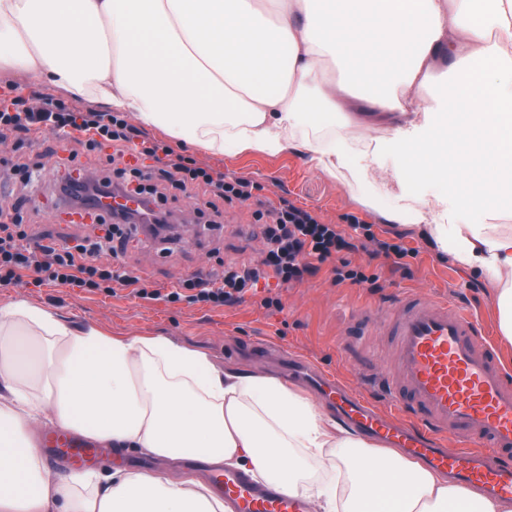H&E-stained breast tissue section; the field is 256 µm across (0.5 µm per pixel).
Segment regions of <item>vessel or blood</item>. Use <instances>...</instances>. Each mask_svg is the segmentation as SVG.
Masks as SVG:
<instances>
[{
	"label": "vessel or blood",
	"instance_id": "1",
	"mask_svg": "<svg viewBox=\"0 0 512 512\" xmlns=\"http://www.w3.org/2000/svg\"><path fill=\"white\" fill-rule=\"evenodd\" d=\"M388 316L357 315L365 329L395 338L396 374L368 375L383 398L375 405L341 392L336 379L323 381L325 395H337L336 410L352 428L407 449L458 481L512 498V376L485 338L473 311L444 297L396 295ZM54 455L72 463L95 459L92 446L55 438ZM206 482L231 512H309L307 501L291 497L248 474L205 466Z\"/></svg>",
	"mask_w": 512,
	"mask_h": 512
}]
</instances>
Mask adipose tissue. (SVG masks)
<instances>
[{"mask_svg":"<svg viewBox=\"0 0 512 512\" xmlns=\"http://www.w3.org/2000/svg\"><path fill=\"white\" fill-rule=\"evenodd\" d=\"M442 59L451 86L424 99ZM2 66L213 155L301 149L351 189L384 152L428 144L426 164L394 170L408 203L383 216L485 277L512 344V234L484 222L488 203L512 206V0H0ZM355 74L372 108L395 113L391 137L304 132L315 101L343 111ZM425 176L450 182L472 220L458 223L445 196H418ZM48 429L226 464L312 512H512V499L345 431L276 378L167 337L77 328L20 298L0 305V512H224L195 478H58L39 443ZM313 463L325 478H311Z\"/></svg>","mask_w":512,"mask_h":512,"instance_id":"ef3b65f1","label":"adipose tissue"}]
</instances>
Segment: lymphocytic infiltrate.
I'll return each mask as SVG.
<instances>
[{
	"instance_id": "1",
	"label": "lymphocytic infiltrate",
	"mask_w": 512,
	"mask_h": 512,
	"mask_svg": "<svg viewBox=\"0 0 512 512\" xmlns=\"http://www.w3.org/2000/svg\"><path fill=\"white\" fill-rule=\"evenodd\" d=\"M43 130L80 145L86 152L104 155L107 170L90 182L99 194L130 191L150 200L161 196L169 185L184 190L197 188L205 196L206 207L214 211L221 203H245L254 197L255 184L249 178H229L196 166L191 157L174 153L170 147L149 138L128 124L120 113L75 112L62 103L42 110L0 106L1 141L11 137L24 141ZM131 155L136 158L132 164L127 161ZM147 158L152 159V166H144ZM254 216L262 223L266 246L258 262L232 263L225 266L222 275L192 277L164 294L143 284L132 270L100 264V254L111 250L113 240L127 241L137 234V225L128 223L123 216L113 215L100 235L82 238L72 246L31 245L27 232L21 228L22 215L0 208V286L22 284L28 276L37 287L50 281L111 293L121 286L131 288L143 300L163 297L172 303L185 300L224 307L257 293L263 281H275L280 288L295 287L305 277L317 274L325 264L330 265L336 282L374 286V279L354 268L348 258L349 253L366 242L374 243L375 255L397 265L412 254L402 239L378 238L372 225L357 219L352 220L347 230L338 224H325L311 211L285 198L275 204L260 203Z\"/></svg>"
}]
</instances>
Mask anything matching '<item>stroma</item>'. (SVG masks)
Returning <instances> with one entry per match:
<instances>
[{
	"instance_id": "35a3bbf8",
	"label": "stroma",
	"mask_w": 512,
	"mask_h": 512,
	"mask_svg": "<svg viewBox=\"0 0 512 512\" xmlns=\"http://www.w3.org/2000/svg\"><path fill=\"white\" fill-rule=\"evenodd\" d=\"M58 137L48 131L24 143L0 141V159L24 157L41 165L45 155L59 152ZM185 155L198 166L224 174L245 176L259 185V199L278 201L285 197L313 210L327 224H348L350 217L373 225L380 237L403 233L404 242L417 252L409 271L396 269L390 260L353 258L365 274L376 276L379 289L370 290L350 282L336 283L329 267L302 284L281 290V308H264L258 298L246 297L234 306L210 309L187 302L143 301L129 290L109 294L87 292L54 283L41 287L0 286V304L17 297L37 302L78 327L95 326L112 335L166 336L205 353L222 368L254 375L283 377L284 361L293 357L311 363L322 373L340 379L354 393H361V376L394 364L391 343L381 335H360L352 321L355 310L381 307L395 294L412 290L425 296L446 295L473 307L485 325L490 341L499 336L494 294L488 283L471 271L440 259L426 245L417 228L386 221L368 205L376 198L390 206L401 189L392 177L405 158L397 152L383 153L381 169L367 185L355 192L341 181L315 168L309 156L290 149L270 157L261 154L227 153L213 156L186 147ZM60 170L42 172L34 188L14 186L12 194L0 197L8 204L27 201L30 241L52 238L57 245L94 234L93 224H74L58 194ZM205 198L194 191L170 189L166 206L172 213L174 243L138 234L119 255L103 254L102 263L124 265L146 283L170 291L191 275L221 272L224 263L260 260L264 249L261 228L252 213L254 202L225 205L222 223L209 224L201 217Z\"/></svg>"
}]
</instances>
